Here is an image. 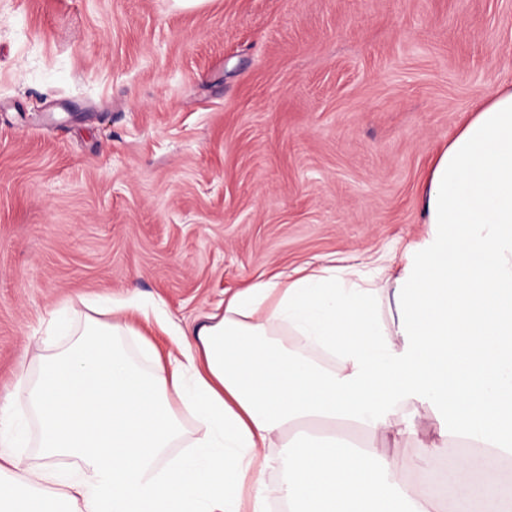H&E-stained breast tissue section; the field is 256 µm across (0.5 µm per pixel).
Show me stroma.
<instances>
[{
	"instance_id": "35a3bbf8",
	"label": "stroma",
	"mask_w": 512,
	"mask_h": 512,
	"mask_svg": "<svg viewBox=\"0 0 512 512\" xmlns=\"http://www.w3.org/2000/svg\"><path fill=\"white\" fill-rule=\"evenodd\" d=\"M511 80L512 0H0V405L53 312L400 254Z\"/></svg>"
}]
</instances>
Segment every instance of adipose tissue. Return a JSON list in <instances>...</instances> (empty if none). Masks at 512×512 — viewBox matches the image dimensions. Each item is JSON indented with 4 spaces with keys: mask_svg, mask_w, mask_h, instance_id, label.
I'll return each instance as SVG.
<instances>
[{
    "mask_svg": "<svg viewBox=\"0 0 512 512\" xmlns=\"http://www.w3.org/2000/svg\"><path fill=\"white\" fill-rule=\"evenodd\" d=\"M421 206L425 233L376 278L301 268L194 326L158 319L180 348L166 363L147 341L117 344L147 313L134 299L61 321L66 343L11 396L41 425L38 469L0 414V512H269L274 498L288 512H512L511 82L435 156ZM187 418L191 449L173 454ZM361 432L421 451L392 456ZM448 451L447 478L426 481ZM67 459L78 471L56 473Z\"/></svg>",
    "mask_w": 512,
    "mask_h": 512,
    "instance_id": "ef3b65f1",
    "label": "adipose tissue"
}]
</instances>
